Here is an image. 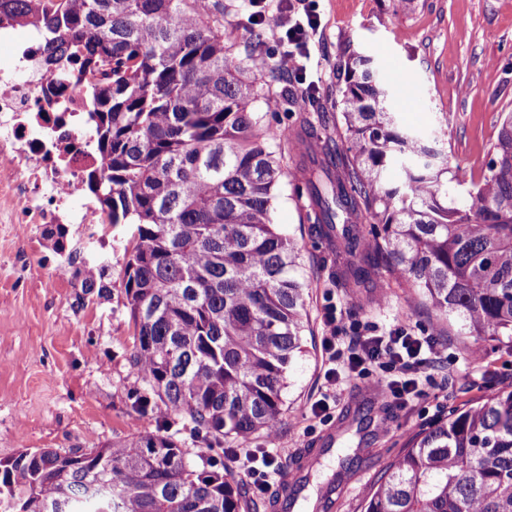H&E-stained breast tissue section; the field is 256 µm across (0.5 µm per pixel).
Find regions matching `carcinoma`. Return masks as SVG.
I'll use <instances>...</instances> for the list:
<instances>
[{
    "label": "carcinoma",
    "instance_id": "1",
    "mask_svg": "<svg viewBox=\"0 0 512 512\" xmlns=\"http://www.w3.org/2000/svg\"><path fill=\"white\" fill-rule=\"evenodd\" d=\"M0 26L38 28L50 58L103 75L90 191L112 223L137 225L123 278L128 361L146 386L135 410L166 411L155 430L100 448L0 460L3 512L255 508L168 419L188 420L208 448H232L283 413L306 292L301 248L273 224L284 167L257 102L301 113L292 163L337 287L394 282L473 348L512 342L511 112L475 177L449 170L447 141L399 124L367 55L344 64L342 127L314 125L272 59L245 61L225 42L211 0H0ZM362 512H512V389L410 433Z\"/></svg>",
    "mask_w": 512,
    "mask_h": 512
}]
</instances>
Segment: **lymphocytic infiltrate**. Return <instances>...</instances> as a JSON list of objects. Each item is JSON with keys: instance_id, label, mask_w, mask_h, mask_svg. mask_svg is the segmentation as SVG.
I'll list each match as a JSON object with an SVG mask.
<instances>
[{"instance_id": "lymphocytic-infiltrate-1", "label": "lymphocytic infiltrate", "mask_w": 512, "mask_h": 512, "mask_svg": "<svg viewBox=\"0 0 512 512\" xmlns=\"http://www.w3.org/2000/svg\"><path fill=\"white\" fill-rule=\"evenodd\" d=\"M252 21L271 27L273 37L285 50L282 65L289 74L303 76L311 58L310 42L318 31L320 20L308 5V0H250ZM325 334L322 349L328 368L324 374L329 387H336L341 370L365 379L371 368L387 376L383 395L405 404L408 397L420 395V374L431 361L440 358L443 348L434 336H420L403 324H396L384 336H367L348 332L337 316L336 305L324 311Z\"/></svg>"}]
</instances>
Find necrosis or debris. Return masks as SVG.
I'll use <instances>...</instances> for the list:
<instances>
[{
    "label": "necrosis or debris",
    "instance_id": "4bbe7bcc",
    "mask_svg": "<svg viewBox=\"0 0 512 512\" xmlns=\"http://www.w3.org/2000/svg\"><path fill=\"white\" fill-rule=\"evenodd\" d=\"M0 224H77L81 234L55 267L65 278L88 251L112 245V225L94 196L81 209L71 198L85 175L102 165L88 131L99 74L66 61H46L44 38L30 29L24 39L0 27Z\"/></svg>",
    "mask_w": 512,
    "mask_h": 512
}]
</instances>
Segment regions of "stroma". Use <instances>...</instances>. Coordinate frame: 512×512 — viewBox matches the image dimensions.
<instances>
[{
  "label": "stroma",
  "instance_id": "35a3bbf8",
  "mask_svg": "<svg viewBox=\"0 0 512 512\" xmlns=\"http://www.w3.org/2000/svg\"><path fill=\"white\" fill-rule=\"evenodd\" d=\"M224 36L241 58L281 54L270 31L251 36L240 0H223ZM321 26L311 43L306 88H291L315 102L326 121L340 116L344 62L353 53L371 56L392 91V108L403 125L446 127L451 169L479 171L489 160L504 113L512 112V0H414L396 11L393 0H313ZM307 195L284 176L274 220L301 246V278L307 284L304 350L288 369V387L277 445L265 435L253 448L273 447V474L265 493H252L256 512H272L277 485L291 476L301 493V512H360L370 485L400 454L407 434L444 418L466 401L512 386V347L483 344L471 361L469 339L444 333L406 289H387L372 303L336 287L307 219ZM135 227L112 228V250L89 252L106 268L103 288L80 279L57 282L56 256L38 235L0 231V459L28 448L59 451L101 447L133 431H151L163 406L137 414L144 385L128 357L133 324L125 306L123 273ZM346 311V326L385 332L402 321L441 337L447 357L422 374L423 394L398 406L371 379H349L329 417H313L326 362L321 346L324 306Z\"/></svg>",
  "mask_w": 512,
  "mask_h": 512
}]
</instances>
